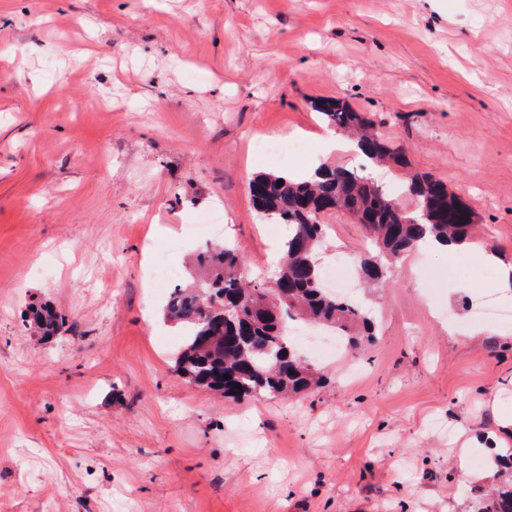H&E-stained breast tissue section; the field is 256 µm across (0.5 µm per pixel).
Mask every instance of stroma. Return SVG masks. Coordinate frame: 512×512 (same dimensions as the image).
<instances>
[{"label":"stroma","instance_id":"35a3bbf8","mask_svg":"<svg viewBox=\"0 0 512 512\" xmlns=\"http://www.w3.org/2000/svg\"><path fill=\"white\" fill-rule=\"evenodd\" d=\"M324 98L383 119L512 257V0H0V512H475L501 484L512 323L480 318L504 290L469 251L356 288L378 339L296 343L326 377L305 396L238 402L173 368L154 255L181 239L187 274L218 212L269 279L288 227L249 179L358 163ZM324 221V264L368 246ZM40 304L61 335L27 322Z\"/></svg>","mask_w":512,"mask_h":512}]
</instances>
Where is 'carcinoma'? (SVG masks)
<instances>
[{
    "instance_id": "obj_1",
    "label": "carcinoma",
    "mask_w": 512,
    "mask_h": 512,
    "mask_svg": "<svg viewBox=\"0 0 512 512\" xmlns=\"http://www.w3.org/2000/svg\"><path fill=\"white\" fill-rule=\"evenodd\" d=\"M315 108L328 126L354 137L367 164L395 171L408 167L405 155L380 134L378 121L368 114L332 99L315 103ZM406 179L415 199L411 210L370 174L344 166L321 165L305 180L283 173L252 177L248 193L256 214L289 228L276 277L278 291L245 279L243 257L232 242L200 252L196 264L206 279L175 287L163 311L167 322L184 331L176 373L237 400L296 396L322 377L292 350L291 323L330 327L351 348L373 344L375 322L364 308L320 287L315 256L326 235L320 217L341 212L363 225L374 253L361 257L359 266L373 281L385 279L393 261L430 238L467 243L477 224L473 207L442 179L428 173H410ZM228 310L236 313L235 319L224 318ZM29 320L44 336L56 335L65 324L47 306L31 309ZM477 512H512V486L482 499Z\"/></svg>"
}]
</instances>
